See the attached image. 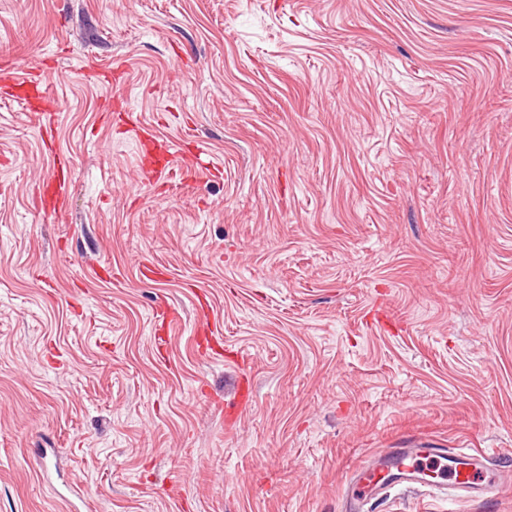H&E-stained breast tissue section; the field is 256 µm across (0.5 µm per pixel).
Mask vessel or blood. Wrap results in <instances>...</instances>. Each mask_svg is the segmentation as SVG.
I'll return each mask as SVG.
<instances>
[{
    "mask_svg": "<svg viewBox=\"0 0 512 512\" xmlns=\"http://www.w3.org/2000/svg\"><path fill=\"white\" fill-rule=\"evenodd\" d=\"M48 74L16 64L0 66V94L30 104L47 103ZM462 493L476 502L495 500L512 488V452L485 448L426 447L411 440L371 455L349 477L342 512H368L371 500L394 489Z\"/></svg>",
    "mask_w": 512,
    "mask_h": 512,
    "instance_id": "b4317fda",
    "label": "vessel or blood"
}]
</instances>
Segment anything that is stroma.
I'll return each instance as SVG.
<instances>
[{"mask_svg":"<svg viewBox=\"0 0 512 512\" xmlns=\"http://www.w3.org/2000/svg\"><path fill=\"white\" fill-rule=\"evenodd\" d=\"M2 54L55 139L0 98V512H340L406 437L512 448V0H0ZM139 129L214 174L148 184ZM5 74L0 86L1 95L19 101L31 110V100L37 99L44 108L37 113L42 118V130L48 134L51 129L52 113L49 109L47 83L50 79L48 74H36L31 68L22 69L15 63L2 65V72Z\"/></svg>","mask_w":512,"mask_h":512,"instance_id":"stroma-1","label":"stroma"}]
</instances>
